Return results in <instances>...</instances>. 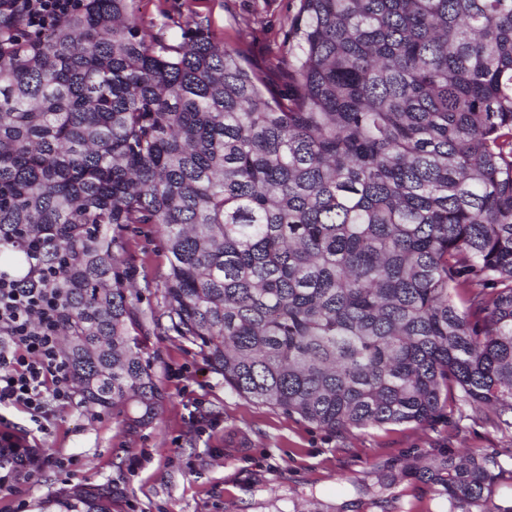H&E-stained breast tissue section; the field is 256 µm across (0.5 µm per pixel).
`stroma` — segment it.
I'll return each mask as SVG.
<instances>
[{
	"label": "stroma",
	"mask_w": 512,
	"mask_h": 512,
	"mask_svg": "<svg viewBox=\"0 0 512 512\" xmlns=\"http://www.w3.org/2000/svg\"><path fill=\"white\" fill-rule=\"evenodd\" d=\"M146 22L178 25L204 19L214 38L239 47L248 68L277 94L288 90L283 36L297 0H137ZM160 235L138 225L127 241L132 281L139 294L145 353L165 396L158 416L131 431L127 408L97 414L82 405L61 410L37 430L20 407L5 409L7 429L40 459L28 471L21 496L0 494V512H41L45 501L84 489L112 494V512H336L370 502L381 472L400 471L404 459L428 460L440 450L472 448L495 453L512 448V436L469 410L460 430L447 423L366 428L331 434L297 416L231 393L209 370L198 348L156 328L160 293L155 284L166 264ZM68 458L67 469L46 461ZM395 512H448L447 502L412 478L394 487Z\"/></svg>",
	"instance_id": "obj_1"
}]
</instances>
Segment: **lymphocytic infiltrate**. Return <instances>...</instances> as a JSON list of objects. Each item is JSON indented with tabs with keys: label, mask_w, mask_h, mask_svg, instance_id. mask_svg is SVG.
Segmentation results:
<instances>
[{
	"label": "lymphocytic infiltrate",
	"mask_w": 512,
	"mask_h": 512,
	"mask_svg": "<svg viewBox=\"0 0 512 512\" xmlns=\"http://www.w3.org/2000/svg\"><path fill=\"white\" fill-rule=\"evenodd\" d=\"M29 259L23 278L0 272V406H20L37 426L75 402L73 370L61 350L62 298L51 288L45 243L13 237Z\"/></svg>",
	"instance_id": "1"
}]
</instances>
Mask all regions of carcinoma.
<instances>
[{"label": "carcinoma", "instance_id": "1", "mask_svg": "<svg viewBox=\"0 0 512 512\" xmlns=\"http://www.w3.org/2000/svg\"><path fill=\"white\" fill-rule=\"evenodd\" d=\"M288 98L203 21L134 0L32 31L0 0V266L42 238L85 405L161 406L125 253L154 224L166 330L230 392L331 433L512 428V0H299ZM448 512H512V452L408 463ZM385 475L371 505L392 512ZM41 512H112L61 495Z\"/></svg>", "mask_w": 512, "mask_h": 512}]
</instances>
